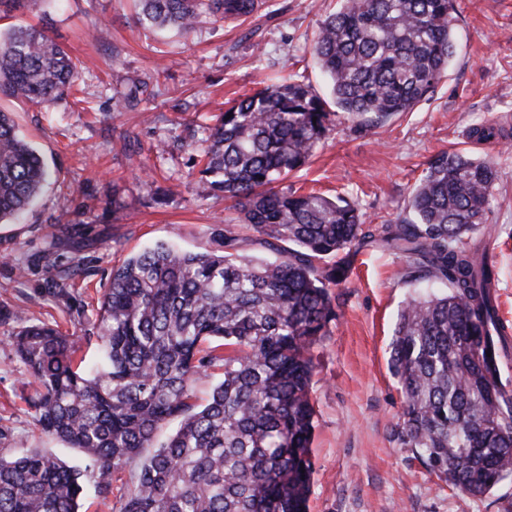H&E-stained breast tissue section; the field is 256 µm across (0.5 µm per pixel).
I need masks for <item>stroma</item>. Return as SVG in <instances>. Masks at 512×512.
<instances>
[{"label":"stroma","instance_id":"1","mask_svg":"<svg viewBox=\"0 0 512 512\" xmlns=\"http://www.w3.org/2000/svg\"><path fill=\"white\" fill-rule=\"evenodd\" d=\"M259 2L250 17H207L188 34L140 24L133 0H58L49 11L37 5L16 14L80 58V96L92 109L78 111L70 94L47 111L0 101L58 176L0 231V456L44 448L84 462L40 429L30 405L38 385L12 343L14 313L75 337L79 356L93 364L98 300L113 268L160 242L216 249L220 230L236 221L222 200L193 191L213 116L291 74L329 98L311 51L340 0ZM453 28L456 53L432 93L377 128L337 120L287 186L345 198L374 230L409 218L413 189L440 153L490 160L499 179L488 221L468 241L492 254L493 295L512 325V0H456ZM141 84L145 103L119 107L122 93ZM487 122L500 130L495 143L469 138ZM51 246L53 269L43 258ZM59 268L69 272L63 294L53 284ZM413 272L405 257L369 248L336 290V317L313 349L309 512H512V479L481 498L462 495L399 440L402 398L388 345L401 307L420 287ZM135 472L132 465L114 472L105 496L87 480L81 512H112Z\"/></svg>","mask_w":512,"mask_h":512}]
</instances>
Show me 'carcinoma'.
I'll use <instances>...</instances> for the list:
<instances>
[{
	"instance_id": "1",
	"label": "carcinoma",
	"mask_w": 512,
	"mask_h": 512,
	"mask_svg": "<svg viewBox=\"0 0 512 512\" xmlns=\"http://www.w3.org/2000/svg\"><path fill=\"white\" fill-rule=\"evenodd\" d=\"M35 0H0V20ZM250 0H136L142 24L188 34L204 16H237ZM455 0H341L312 48L336 111L288 79L234 102L209 127L196 194L224 200L275 253H239L236 225L221 248L164 243L112 270L99 299L100 357L84 370L75 340L45 324L14 333L39 384L42 429L79 450L84 467L32 449L0 456V512H80L83 479L109 493L112 472L140 461L117 512H307L312 349L336 318L332 288L363 249L402 254L446 283L400 311L389 371L403 402L399 432L430 472L483 497L512 477V382L494 267L462 239L487 222L499 174L460 151L430 163L409 200L412 220L364 229L339 197L279 187L311 157L338 114L377 126L413 110L448 72ZM80 78L79 61L43 29L0 31V99L48 110ZM53 177L0 109V224H13ZM223 370L206 404L197 380ZM179 420L148 455L156 432Z\"/></svg>"
}]
</instances>
